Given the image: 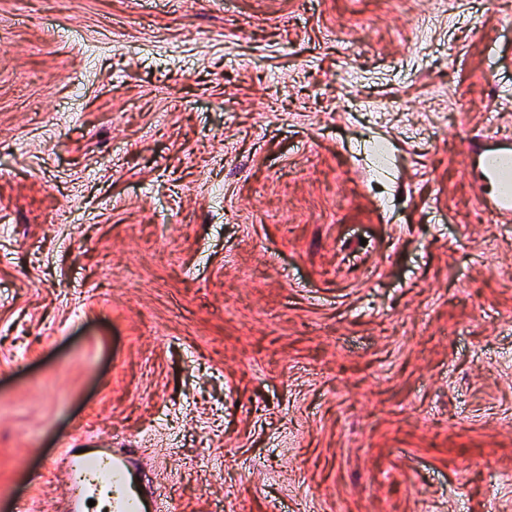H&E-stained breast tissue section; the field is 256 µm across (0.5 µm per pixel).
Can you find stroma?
Instances as JSON below:
<instances>
[{
	"label": "stroma",
	"instance_id": "35a3bbf8",
	"mask_svg": "<svg viewBox=\"0 0 512 512\" xmlns=\"http://www.w3.org/2000/svg\"><path fill=\"white\" fill-rule=\"evenodd\" d=\"M497 148L512 0H0V499L512 512Z\"/></svg>",
	"mask_w": 512,
	"mask_h": 512
}]
</instances>
